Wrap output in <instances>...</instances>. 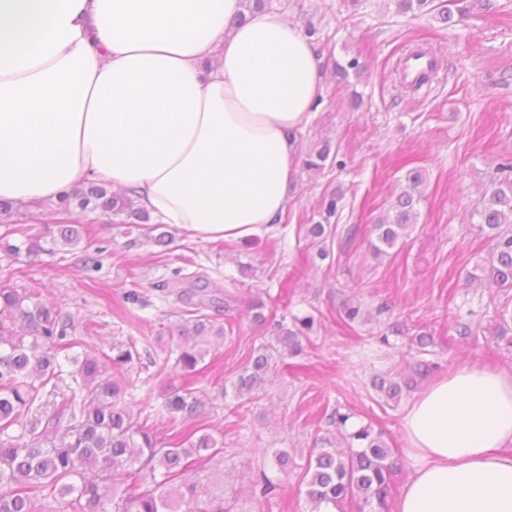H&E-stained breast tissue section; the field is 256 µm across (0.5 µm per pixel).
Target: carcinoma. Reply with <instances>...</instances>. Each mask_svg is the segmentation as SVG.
<instances>
[{
	"mask_svg": "<svg viewBox=\"0 0 512 512\" xmlns=\"http://www.w3.org/2000/svg\"><path fill=\"white\" fill-rule=\"evenodd\" d=\"M395 14L413 17L428 15L448 28L456 25L457 0H388ZM336 80L352 87L351 107L361 103L357 85L363 65L353 57L335 62ZM332 153L331 141L324 139L305 152L303 168L321 174ZM405 185L390 201L386 211L371 225L369 249L375 256L388 253L409 236L417 207L424 196L425 171L411 167ZM342 196H331L325 204L324 224H311L307 234L325 236ZM66 210L98 211L123 224H137L157 232L154 243L167 246L174 234L165 224L150 223V215L126 195L98 183L71 189L60 198ZM23 217L8 203H0V250L12 256L23 252L53 251L81 247L85 255L78 262L87 272L100 267L103 246L89 252L83 243V224H54L46 233L29 235L15 244L12 235ZM471 227L489 244V255L466 275V283L488 280L502 292L512 291V161L500 162L490 176L482 198L471 212ZM340 326L354 329L362 317L361 304L348 299L339 307ZM496 319L489 328L500 350L512 355V298L495 307ZM192 325L177 329L176 365L193 373L208 354L209 337H224V327L216 328L208 316L191 313ZM292 330L281 322L275 325L274 342L262 344L253 353L232 383L234 398L257 399L265 391L278 362L300 349L298 338L312 332L315 319L300 320ZM93 331V323L77 322L57 306L41 299L32 288H18L0 282V512H44L45 501L60 503L61 512H235L236 500L224 498L213 486L190 474L203 469L224 453V443L200 433L192 424L178 440L163 445L156 425L140 421L122 402L123 385L108 374L107 367L121 368L133 361L131 348L112 345L111 353L84 351L78 330ZM402 336L416 349L419 359L406 363L398 373L379 374L372 387L385 402L399 404L421 386L437 365L421 359L434 344L426 332L411 334L398 322L388 326L379 342L389 344V335ZM70 361V375L78 396L65 397L45 417L44 425L24 424L25 413L40 398V391L61 375L60 358ZM171 403L193 417L199 402H187L177 387L171 389ZM351 415L336 409L329 415L334 430L314 440L307 448H265L262 455L272 473L262 469L252 481L253 494L271 503L282 500L283 479L301 467L305 469L304 495L309 512H342L353 502L358 512H388L392 495L391 477L397 468L393 449L382 430L370 424L348 428ZM305 461L299 466L295 457ZM146 472L151 484L144 486L137 475Z\"/></svg>",
	"mask_w": 512,
	"mask_h": 512,
	"instance_id": "cac0c4a2",
	"label": "carcinoma"
}]
</instances>
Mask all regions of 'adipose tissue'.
Returning a JSON list of instances; mask_svg holds the SVG:
<instances>
[{"instance_id": "ef3b65f1", "label": "adipose tissue", "mask_w": 512, "mask_h": 512, "mask_svg": "<svg viewBox=\"0 0 512 512\" xmlns=\"http://www.w3.org/2000/svg\"><path fill=\"white\" fill-rule=\"evenodd\" d=\"M323 92L287 7L242 0H0V199L90 181L202 241L272 232L295 135ZM394 512H512V373L456 367L408 406Z\"/></svg>"}]
</instances>
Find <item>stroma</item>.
Segmentation results:
<instances>
[{"label": "stroma", "mask_w": 512, "mask_h": 512, "mask_svg": "<svg viewBox=\"0 0 512 512\" xmlns=\"http://www.w3.org/2000/svg\"><path fill=\"white\" fill-rule=\"evenodd\" d=\"M464 4V20L446 29L427 16L393 15L384 0H288L293 18L316 30L322 70L353 56L367 70L356 110L347 92L325 79L324 96L298 140L305 147L331 139L339 163L320 175L298 171L274 233L229 250L224 242H203L182 230L164 249L138 228L94 223L89 237L106 251L90 276L63 250L18 257L0 252V281L38 289L75 320L100 324L88 348L135 342L138 355L124 373L125 402L133 412L147 411L162 438L184 428L167 387H189L202 403L198 424L224 443L223 462L208 464L203 476L223 482L237 512H267L250 482L264 464L261 449L311 445L328 431L335 408L352 414L354 424L384 431L400 465L393 491L401 493L411 471L402 427L406 407L386 405L371 387L375 373L398 369L409 358L405 339L379 343L387 324L432 334L437 376L464 362L512 372V356L488 333L489 303L498 288L465 283L467 271L489 251L468 214L495 164L512 160V0ZM419 47L439 54L441 64L430 83L414 90L402 82L400 63ZM406 160L425 171L426 198L405 245L375 259L367 252V227L397 193ZM336 191L342 201L331 222L338 230L325 242L314 241L304 227L319 221L321 205ZM352 226L355 241L341 245V232ZM322 249L327 258L319 257ZM244 264L249 273H241ZM186 265L207 276L205 289L174 281V270ZM131 291L140 303L127 301ZM255 295L265 302L262 325L248 309ZM349 297L370 315L351 331L336 324ZM383 304L388 310L382 314ZM199 307L233 329L211 341L200 370L186 378L175 366L170 336ZM306 316L319 321L310 340L286 357L260 400L238 408L225 385L272 340L276 321L290 326ZM463 322L478 327L477 336L461 338Z\"/></svg>", "instance_id": "35a3bbf8"}]
</instances>
